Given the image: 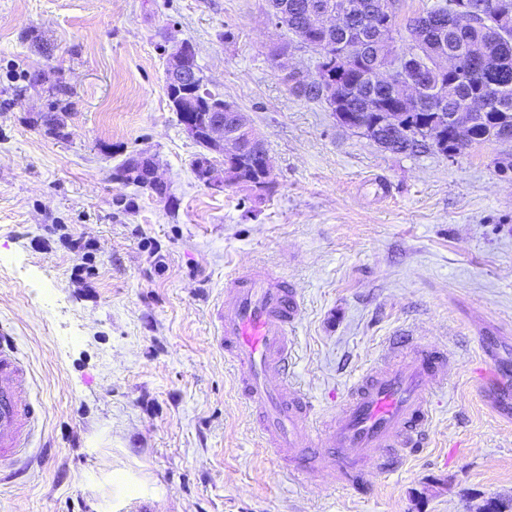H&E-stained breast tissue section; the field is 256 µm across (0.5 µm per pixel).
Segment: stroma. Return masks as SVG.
I'll return each mask as SVG.
<instances>
[{
    "mask_svg": "<svg viewBox=\"0 0 512 512\" xmlns=\"http://www.w3.org/2000/svg\"><path fill=\"white\" fill-rule=\"evenodd\" d=\"M267 0H0V325L18 338L41 430L0 512H479L512 502V413L471 379L512 365V141L394 154L279 76ZM196 48L209 89L263 136L270 189L197 180L202 148L165 86ZM77 95L68 139L40 122ZM153 157L165 195L112 181ZM87 251L72 248V241ZM288 277L293 381L329 419L385 340L447 347L429 444L362 495L301 483L259 438L215 336L235 271ZM52 90L54 99L48 105V112L42 116L44 132L55 139H65L67 133L64 132V126L55 118L53 112H65L68 109L73 90L62 78L55 80Z\"/></svg>",
    "mask_w": 512,
    "mask_h": 512,
    "instance_id": "obj_1",
    "label": "stroma"
}]
</instances>
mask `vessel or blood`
Masks as SVG:
<instances>
[{"instance_id": "obj_1", "label": "vessel or blood", "mask_w": 512, "mask_h": 512, "mask_svg": "<svg viewBox=\"0 0 512 512\" xmlns=\"http://www.w3.org/2000/svg\"><path fill=\"white\" fill-rule=\"evenodd\" d=\"M300 312L295 289L265 268L239 270L216 306L218 344L267 446L292 475L308 478L322 466L344 487L364 481L372 469L396 471L426 444L430 397L448 380L447 350L406 332L389 337L380 363L316 427L310 400L289 378L290 333ZM38 423L17 339L0 328V470L14 469L26 456Z\"/></svg>"}]
</instances>
